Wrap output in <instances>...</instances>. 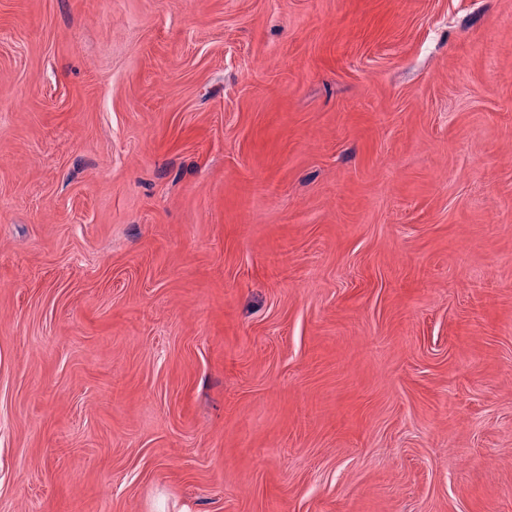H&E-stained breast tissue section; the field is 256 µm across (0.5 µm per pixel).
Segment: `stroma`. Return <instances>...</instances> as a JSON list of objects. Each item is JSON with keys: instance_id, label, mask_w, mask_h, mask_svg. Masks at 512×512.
Here are the masks:
<instances>
[{"instance_id": "1", "label": "stroma", "mask_w": 512, "mask_h": 512, "mask_svg": "<svg viewBox=\"0 0 512 512\" xmlns=\"http://www.w3.org/2000/svg\"><path fill=\"white\" fill-rule=\"evenodd\" d=\"M0 512H512V0H0Z\"/></svg>"}]
</instances>
